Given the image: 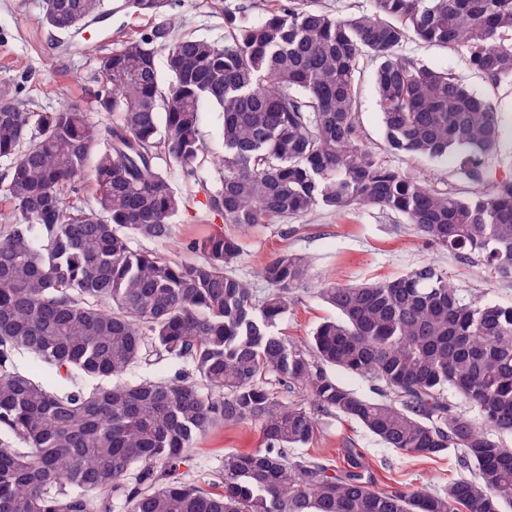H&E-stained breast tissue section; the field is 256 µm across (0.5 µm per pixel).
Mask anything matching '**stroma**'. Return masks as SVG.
Listing matches in <instances>:
<instances>
[{
	"label": "stroma",
	"instance_id": "obj_1",
	"mask_svg": "<svg viewBox=\"0 0 512 512\" xmlns=\"http://www.w3.org/2000/svg\"><path fill=\"white\" fill-rule=\"evenodd\" d=\"M243 0H177L169 17L175 31L190 32L214 41L224 39V6ZM149 18L113 11L81 32L59 38L44 22V0H0V85L19 86L25 108L51 112L61 109L86 92L96 89L99 59L121 40L152 26ZM403 55L433 68H445L471 91L489 96L501 118L502 136L496 153L486 165L497 176L512 177V85L493 88L468 64L462 51L429 47L418 40L404 43ZM357 120L362 138L388 165L427 180L444 190L468 192L474 185L452 164L408 158L390 153L384 142L382 117L371 80L370 59L360 62ZM172 183L188 203L175 219L167 240L134 239L135 249L162 255L173 261H194L192 241L221 229L240 238L244 253L234 274L257 292L266 285L259 276L262 263L276 254L307 257L318 278L340 284L383 281L431 264L443 270L449 283L466 299L512 304V281L504 282L477 269L459 264L447 253L427 244L401 215L369 206L348 213L318 210L285 224L239 227L224 223L203 205V193L195 180L174 174ZM335 312L308 289L297 294L288 318L278 325L288 339L302 342L324 319ZM262 446V434L251 421L227 424L207 434L197 444L189 465L181 466L182 481L218 492L222 489L225 454L253 451ZM361 452L375 478L376 489L404 486L409 490L440 489L457 479L461 471L456 453L432 459L403 454L386 447L362 426L336 413L318 417L311 443L289 449V456H312L337 465L348 449Z\"/></svg>",
	"mask_w": 512,
	"mask_h": 512
}]
</instances>
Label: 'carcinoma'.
Wrapping results in <instances>:
<instances>
[{
	"label": "carcinoma",
	"instance_id": "obj_1",
	"mask_svg": "<svg viewBox=\"0 0 512 512\" xmlns=\"http://www.w3.org/2000/svg\"><path fill=\"white\" fill-rule=\"evenodd\" d=\"M172 0H121L160 17ZM105 0H59L50 30L75 32ZM465 52L496 88L512 82V0H374L341 15L285 0L250 18L224 8V42L176 35L162 21L99 63L95 106L34 112L0 87V178L11 203L0 232V512H512V304L465 300L437 267L377 283H319L336 317L305 342L276 331L310 265L281 254L260 270L264 295L236 277L241 240L192 243L196 262L131 247L167 239L186 201L171 168L198 181L226 224H283L318 208L403 215L430 245L512 279V180L486 167L500 141L494 105L446 69L401 53L411 38ZM165 53V69L158 56ZM372 82L392 153L446 162L480 189L440 190L385 164L358 134L357 73ZM219 113L208 150L202 108ZM95 112L112 115L101 125ZM214 175L199 176L205 162ZM91 179L97 208L67 205ZM28 352L63 381L19 371ZM183 362L192 375L128 379L134 367ZM367 379L376 396L329 370ZM273 376L303 403L283 401ZM469 404L455 409L445 393ZM347 416L387 447L468 471L441 490L377 491L359 472L288 456L317 432V413ZM252 421L263 448L224 457V491L176 477L198 440Z\"/></svg>",
	"mask_w": 512,
	"mask_h": 512
}]
</instances>
